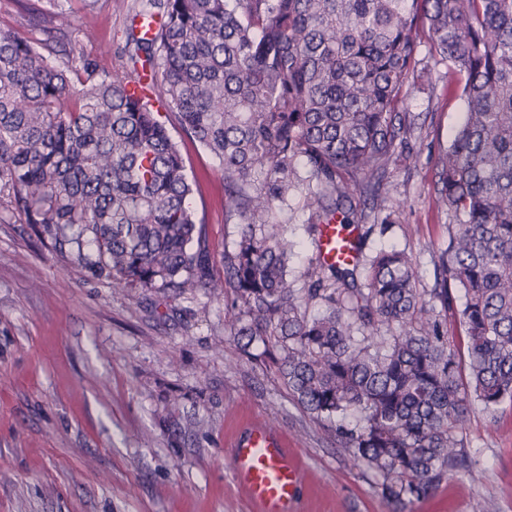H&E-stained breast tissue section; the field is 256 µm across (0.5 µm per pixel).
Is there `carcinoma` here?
I'll return each mask as SVG.
<instances>
[{
	"instance_id": "1",
	"label": "carcinoma",
	"mask_w": 512,
	"mask_h": 512,
	"mask_svg": "<svg viewBox=\"0 0 512 512\" xmlns=\"http://www.w3.org/2000/svg\"><path fill=\"white\" fill-rule=\"evenodd\" d=\"M45 0L46 38L0 28V222L130 288L224 299L240 351L264 345L294 400L394 504L462 467L475 400L512 403V0H139L151 37L125 31L128 70L53 58L72 2ZM466 106L442 153L435 200L448 245L418 288L412 255L361 265L317 255L288 279L277 231L288 195L307 231L367 224L389 168L416 139L404 106L421 46ZM150 68L160 109L126 85ZM218 159L237 239L214 272L183 157L161 114ZM361 193L369 210L351 199ZM314 306L319 315L309 314Z\"/></svg>"
}]
</instances>
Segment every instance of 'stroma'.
<instances>
[{
    "instance_id": "obj_1",
    "label": "stroma",
    "mask_w": 512,
    "mask_h": 512,
    "mask_svg": "<svg viewBox=\"0 0 512 512\" xmlns=\"http://www.w3.org/2000/svg\"><path fill=\"white\" fill-rule=\"evenodd\" d=\"M132 0H98L55 48L95 61L100 75L123 71ZM431 84L416 82L405 110L420 126L412 157L392 165L379 215L385 232L365 255L403 249L419 287L434 284L430 250L448 243L447 210L434 197L439 159L464 120L448 73L427 54ZM205 221L214 264L237 237L224 220L217 163L177 122H169ZM280 218L297 244L289 278L302 287L313 255L297 198ZM237 357L224 330V303L198 293L129 288L52 249L27 224H0V512H251L229 456L248 420L283 433L306 481L299 512H512V404L490 423L470 404L463 434L475 474L459 469L429 496L395 508L365 466L349 462L304 412L275 370Z\"/></svg>"
}]
</instances>
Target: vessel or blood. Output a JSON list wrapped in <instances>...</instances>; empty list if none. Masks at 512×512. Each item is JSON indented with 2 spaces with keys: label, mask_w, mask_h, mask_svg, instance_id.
<instances>
[{
  "label": "vessel or blood",
  "mask_w": 512,
  "mask_h": 512,
  "mask_svg": "<svg viewBox=\"0 0 512 512\" xmlns=\"http://www.w3.org/2000/svg\"><path fill=\"white\" fill-rule=\"evenodd\" d=\"M320 254L329 262L353 260L356 237L338 224L323 227ZM232 470L253 512H295L305 482L283 434L263 420L246 422L233 441Z\"/></svg>",
  "instance_id": "1"
}]
</instances>
